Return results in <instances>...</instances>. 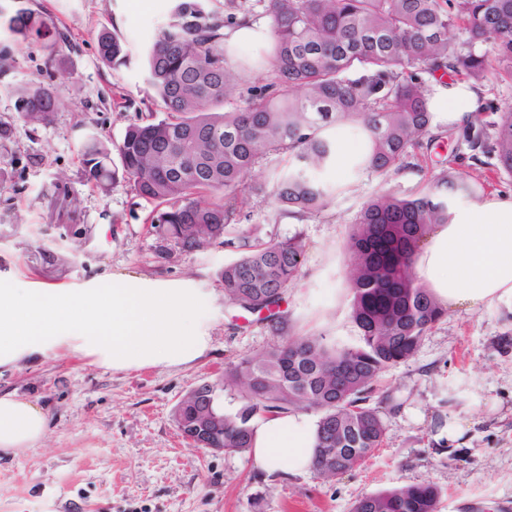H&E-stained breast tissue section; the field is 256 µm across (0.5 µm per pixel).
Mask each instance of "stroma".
<instances>
[{
    "label": "stroma",
    "instance_id": "1",
    "mask_svg": "<svg viewBox=\"0 0 512 512\" xmlns=\"http://www.w3.org/2000/svg\"><path fill=\"white\" fill-rule=\"evenodd\" d=\"M0 7L44 12L67 37L51 67L42 41L0 31V54L13 60L0 80V129L11 131L0 138V282L74 291L103 287L116 274L187 282L207 295L212 315L209 351L182 366L114 371L67 350L1 366L0 394L44 406L48 432L0 458V512H351L357 499L403 484L440 489L438 512H512V300L449 311L413 357L375 382L368 404L385 433L361 468L332 479L269 475L250 453L185 442L173 421L182 398L211 382L222 388L225 412H236L240 393L224 388L225 371L278 337L260 315L224 303L217 272L238 257L237 241L182 251L149 232L153 203L122 185L102 192L84 177L87 139L119 143L153 106L138 60L165 24L170 0H0ZM104 28L126 42L131 65L100 62ZM34 80L67 93L50 121L25 127L12 89ZM362 148L361 137L341 135L342 163L318 176L346 189L304 220L279 215L264 195L237 199L235 224L306 245L301 273L278 309L288 336L359 345L346 281L353 221L377 196L425 192L436 157L486 178V197L512 193V177L491 163L472 165L448 143L411 148L389 177H355L345 159ZM452 414L467 427L459 445L440 437Z\"/></svg>",
    "mask_w": 512,
    "mask_h": 512
}]
</instances>
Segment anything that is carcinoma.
Segmentation results:
<instances>
[{"label":"carcinoma","instance_id":"1","mask_svg":"<svg viewBox=\"0 0 512 512\" xmlns=\"http://www.w3.org/2000/svg\"><path fill=\"white\" fill-rule=\"evenodd\" d=\"M229 12L206 0H172L167 23L145 50V72L162 116L150 112L127 127L117 145L96 138L82 150L86 180L107 191L128 185L156 204L150 224L184 251L205 248L231 234L235 203L251 173L272 155L288 168L270 175L271 202L285 216L324 210L341 185L312 171L336 164L337 136L346 127L365 139L350 171L385 176L401 167L422 141L463 142L470 159L492 158L512 175V98L479 96L477 111L460 125L433 126L426 76L440 72L482 90L492 79L512 78V0H228ZM268 20L270 38L239 65L243 74L266 73L247 89L244 105L226 108L234 74L227 66L224 28ZM0 28L43 41L55 58L66 37L47 15L28 8L5 15ZM102 64H127L123 41L103 29ZM23 125L43 123L63 89L32 81L13 90ZM117 158H112V154ZM486 183L443 168L422 195L386 194L368 201L354 220L346 280L351 317L362 344L328 345L283 339L242 360L224 383L241 389L243 405L224 414L215 394L183 401L175 421L199 406L221 415L209 444L243 453L252 448L253 418L283 415L304 404L317 421L315 471L336 474L359 467L380 447L384 425L366 405L381 373L411 358L425 332L447 315L417 279L413 257L434 224L450 219L451 199L478 200ZM240 256L218 278L224 301L248 313L279 306L303 264L296 238L261 241L237 231ZM440 491L401 485L359 498L351 512H436Z\"/></svg>","mask_w":512,"mask_h":512}]
</instances>
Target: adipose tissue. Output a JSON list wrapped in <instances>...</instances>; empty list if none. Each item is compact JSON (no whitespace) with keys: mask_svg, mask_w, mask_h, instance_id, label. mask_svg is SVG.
I'll return each mask as SVG.
<instances>
[{"mask_svg":"<svg viewBox=\"0 0 512 512\" xmlns=\"http://www.w3.org/2000/svg\"><path fill=\"white\" fill-rule=\"evenodd\" d=\"M414 257V272L448 309L474 310L512 298V196L451 209ZM209 301L198 288L120 274L106 288L73 292L0 283V367L66 348L119 371L189 364L210 348ZM48 417L37 402L0 394V452L43 440ZM317 423L291 412L256 427L253 457L268 473L313 469Z\"/></svg>","mask_w":512,"mask_h":512,"instance_id":"ef3b65f1","label":"adipose tissue"}]
</instances>
